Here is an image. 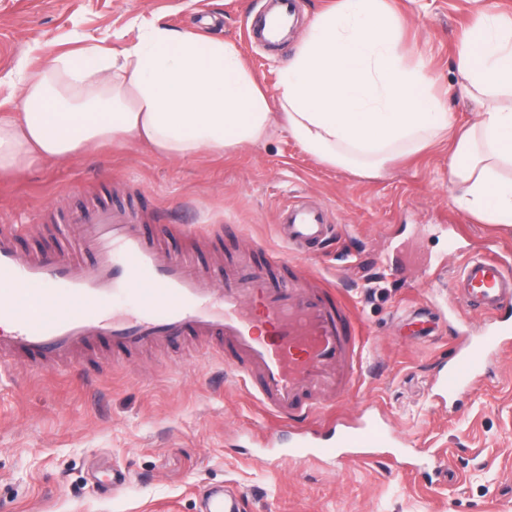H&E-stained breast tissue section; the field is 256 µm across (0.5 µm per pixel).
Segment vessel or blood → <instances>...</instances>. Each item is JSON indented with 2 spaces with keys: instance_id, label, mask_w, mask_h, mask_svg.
<instances>
[{
  "instance_id": "vessel-or-blood-1",
  "label": "vessel or blood",
  "mask_w": 512,
  "mask_h": 512,
  "mask_svg": "<svg viewBox=\"0 0 512 512\" xmlns=\"http://www.w3.org/2000/svg\"><path fill=\"white\" fill-rule=\"evenodd\" d=\"M299 12L297 0H273L249 36L278 42ZM291 247L322 242L326 214L308 203L286 206ZM168 224L146 232L138 212L103 205L79 229V251L21 253L23 227L0 225V316L14 329L0 334V360L37 372L80 365L96 348L128 355L192 336L217 342L224 367L263 410L305 418L345 397L361 340L347 306L302 262L268 250L241 251L215 272L187 255H165ZM457 299L491 324L453 355L435 385L455 395L476 383L490 356L512 335L503 312L512 305V273L494 259L466 258L453 284ZM299 454L343 458L348 448H379L390 434L363 420L323 438L298 428Z\"/></svg>"
}]
</instances>
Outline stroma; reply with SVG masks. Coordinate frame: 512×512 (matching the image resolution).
<instances>
[{
    "instance_id": "1",
    "label": "stroma",
    "mask_w": 512,
    "mask_h": 512,
    "mask_svg": "<svg viewBox=\"0 0 512 512\" xmlns=\"http://www.w3.org/2000/svg\"><path fill=\"white\" fill-rule=\"evenodd\" d=\"M331 2L301 0L295 30L268 50L247 37L265 0H0V77L87 38L121 50L158 21L234 43L272 95L302 29ZM389 2L403 50L431 74L456 126L474 121L481 105L459 94L456 53L483 9L512 16V0ZM450 147L366 178L321 164L278 123L220 156L103 144L1 176L0 224L23 225L28 251L58 247L54 218L144 196L160 223L183 227L171 251L197 248L207 265L256 246L285 250L283 208L299 195L323 206L339 236L304 263L347 305L362 342L349 395L328 414L377 418L396 442L366 461L294 455L288 427L191 339L124 360L103 349L85 374L0 361V512H203L210 486L235 490L245 512H512V344L466 393L442 397L433 385L455 337L483 323L451 292L463 260L482 254L512 272V227L453 202ZM415 307L432 324L427 338L404 319ZM113 470L129 476L114 494L95 480Z\"/></svg>"
}]
</instances>
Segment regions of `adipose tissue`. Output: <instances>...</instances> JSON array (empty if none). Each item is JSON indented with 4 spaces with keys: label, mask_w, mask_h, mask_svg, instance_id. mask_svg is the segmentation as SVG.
I'll return each instance as SVG.
<instances>
[{
    "label": "adipose tissue",
    "mask_w": 512,
    "mask_h": 512,
    "mask_svg": "<svg viewBox=\"0 0 512 512\" xmlns=\"http://www.w3.org/2000/svg\"><path fill=\"white\" fill-rule=\"evenodd\" d=\"M464 92L483 108L455 128L422 64L400 46L388 0H336L306 28L269 97L238 48L163 24L105 52L87 42L39 69L19 64L7 84L22 109L0 114V174L72 158L123 138L170 159L257 142L274 114L320 163L377 177L400 156L451 139L456 205L512 227V17L485 10L457 54Z\"/></svg>",
    "instance_id": "obj_1"
}]
</instances>
